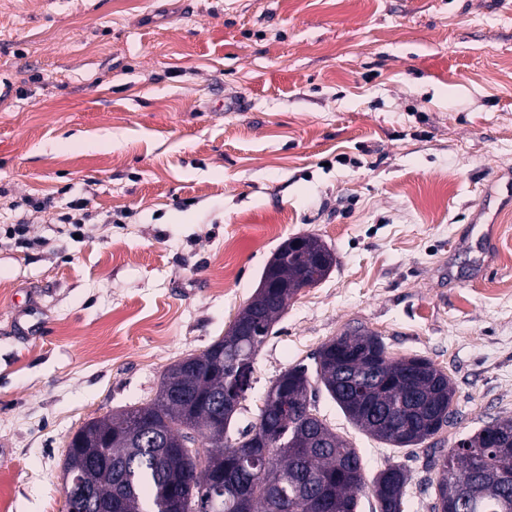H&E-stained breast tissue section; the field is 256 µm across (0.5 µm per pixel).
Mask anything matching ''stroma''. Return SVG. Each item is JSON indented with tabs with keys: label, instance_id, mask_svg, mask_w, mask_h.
<instances>
[{
	"label": "stroma",
	"instance_id": "1",
	"mask_svg": "<svg viewBox=\"0 0 512 512\" xmlns=\"http://www.w3.org/2000/svg\"><path fill=\"white\" fill-rule=\"evenodd\" d=\"M0 79V226L29 239L0 234V512H64L72 434L153 399L296 236L336 263L234 430L357 328L454 390L453 425L396 448L314 387L366 477L406 466L404 512H430L436 449L512 416V212L474 220L512 185V0H0Z\"/></svg>",
	"mask_w": 512,
	"mask_h": 512
}]
</instances>
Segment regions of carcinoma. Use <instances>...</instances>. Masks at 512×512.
I'll return each mask as SVG.
<instances>
[{"mask_svg":"<svg viewBox=\"0 0 512 512\" xmlns=\"http://www.w3.org/2000/svg\"><path fill=\"white\" fill-rule=\"evenodd\" d=\"M335 262L317 236L283 242L262 274L270 294L256 290L221 339L169 366L151 402L80 427L68 443L64 478H78L101 508L119 501V512H240L232 490L218 493V480L236 453L261 450L259 466L234 475L250 487L245 512H356V494L366 485L362 460L315 413L309 368L290 367L269 387L285 409L265 402L253 424L230 434L273 324ZM242 353L249 363L241 375L233 363ZM407 362L389 358L382 339L362 329L324 343L314 377L355 427L387 444L414 447L439 432L428 423L430 408L444 405L442 424H448L454 392L448 375L425 358L426 370L409 382ZM199 454L207 457L203 468L195 465ZM434 465L438 494L431 512L470 485L481 496L464 505L467 512H512L497 493V477L512 474V417L463 437ZM408 481L402 464L379 471L371 482L377 512H403Z\"/></svg>","mask_w":512,"mask_h":512,"instance_id":"obj_1","label":"carcinoma"}]
</instances>
